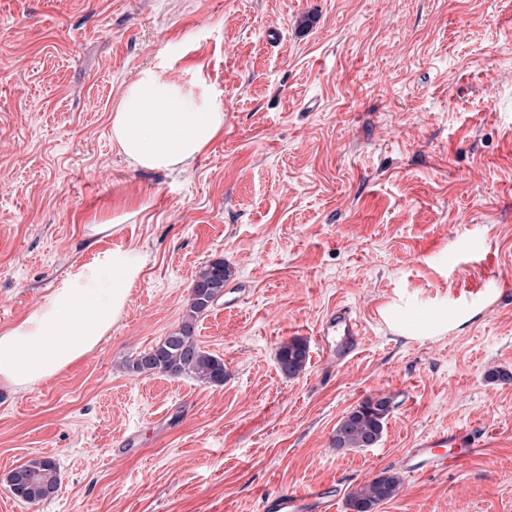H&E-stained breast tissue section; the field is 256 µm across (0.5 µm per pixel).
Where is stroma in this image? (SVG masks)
<instances>
[{
	"label": "stroma",
	"instance_id": "obj_1",
	"mask_svg": "<svg viewBox=\"0 0 512 512\" xmlns=\"http://www.w3.org/2000/svg\"><path fill=\"white\" fill-rule=\"evenodd\" d=\"M147 68L224 110L178 175L112 145ZM117 247L145 257L121 321L60 375L0 389V512H262L318 485L351 512L352 490L456 428L485 451L403 477L377 512H512V0H0V330ZM218 259L238 291L196 340L223 384L125 372ZM472 285L482 312L439 340L379 313ZM339 306L362 325L341 363L318 343ZM294 337L309 363L289 378L276 354ZM381 393L378 445L334 450ZM41 457L59 486L31 504L7 476Z\"/></svg>",
	"mask_w": 512,
	"mask_h": 512
}]
</instances>
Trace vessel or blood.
I'll return each instance as SVG.
<instances>
[{
  "label": "vessel or blood",
  "mask_w": 512,
  "mask_h": 512,
  "mask_svg": "<svg viewBox=\"0 0 512 512\" xmlns=\"http://www.w3.org/2000/svg\"><path fill=\"white\" fill-rule=\"evenodd\" d=\"M362 334L357 317L347 309L333 312L319 332L324 356L344 360L357 349ZM483 449L477 437L455 431L431 433L422 437L415 448L400 457L398 464L411 475H425L442 467H459ZM333 501L322 493L292 491L267 500L263 512H332Z\"/></svg>",
  "instance_id": "b4317fda"
}]
</instances>
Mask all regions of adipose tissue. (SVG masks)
I'll list each match as a JSON object with an SVG mask.
<instances>
[{
  "instance_id": "ef3b65f1",
  "label": "adipose tissue",
  "mask_w": 512,
  "mask_h": 512,
  "mask_svg": "<svg viewBox=\"0 0 512 512\" xmlns=\"http://www.w3.org/2000/svg\"><path fill=\"white\" fill-rule=\"evenodd\" d=\"M224 111L196 105L176 84L146 70L125 87L112 114L111 138L131 166L180 174L223 131ZM144 267L134 248L104 250L77 266L43 303L0 330V387L21 392L66 370L111 333ZM476 305L401 299L380 314L409 338L440 339L477 317Z\"/></svg>"
}]
</instances>
